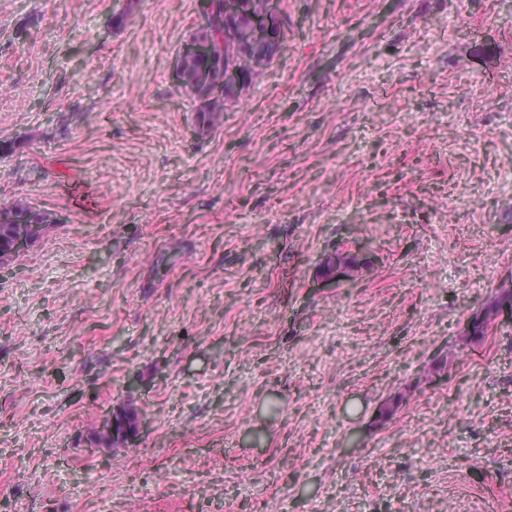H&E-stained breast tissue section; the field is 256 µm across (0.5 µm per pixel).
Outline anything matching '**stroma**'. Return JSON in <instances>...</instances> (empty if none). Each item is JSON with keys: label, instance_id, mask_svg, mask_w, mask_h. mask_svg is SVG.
Returning <instances> with one entry per match:
<instances>
[{"label": "stroma", "instance_id": "1", "mask_svg": "<svg viewBox=\"0 0 512 512\" xmlns=\"http://www.w3.org/2000/svg\"><path fill=\"white\" fill-rule=\"evenodd\" d=\"M277 9L203 132L197 0H0V512H512V0ZM4 211V221L0 222V255L8 256L11 262L19 255V249L14 247L18 237L27 232L31 224H48L49 216L32 208L26 200L18 199ZM25 222L27 224H20ZM499 288H508V291L503 293L498 301H496L494 304L488 305L484 312L482 314L475 315L471 320V334L470 341L476 340L478 336H480L483 333V328L485 326V321L490 316L491 312L493 310H497L499 312L501 310V306L508 302L510 299L511 301L508 302V305H506V310L512 309V280L507 281L505 280Z\"/></svg>", "mask_w": 512, "mask_h": 512}]
</instances>
